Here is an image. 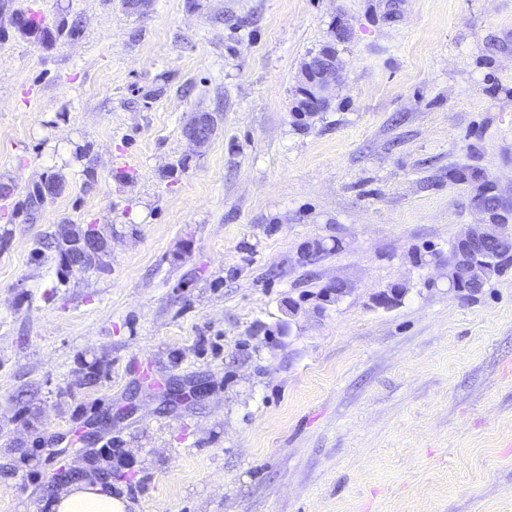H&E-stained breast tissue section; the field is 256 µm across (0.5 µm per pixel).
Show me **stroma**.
I'll list each match as a JSON object with an SVG mask.
<instances>
[{
	"mask_svg": "<svg viewBox=\"0 0 512 512\" xmlns=\"http://www.w3.org/2000/svg\"><path fill=\"white\" fill-rule=\"evenodd\" d=\"M462 166L512 202V0H0V512L106 413L137 512H512V267L448 291ZM61 224L107 269L61 276ZM322 55V50L312 56L314 60L322 55L323 63L318 67H307L301 70L299 99L304 101L307 111L319 110L330 96L332 83L336 78L338 61L334 47ZM89 225L75 235L70 224L58 226L55 242L61 248L62 254L69 260L73 269H83L86 258L107 256L110 252L107 239L99 238Z\"/></svg>",
	"mask_w": 512,
	"mask_h": 512,
	"instance_id": "1",
	"label": "stroma"
}]
</instances>
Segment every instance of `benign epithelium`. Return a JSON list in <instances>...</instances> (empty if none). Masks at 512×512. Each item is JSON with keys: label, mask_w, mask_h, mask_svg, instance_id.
<instances>
[{"label": "benign epithelium", "mask_w": 512, "mask_h": 512, "mask_svg": "<svg viewBox=\"0 0 512 512\" xmlns=\"http://www.w3.org/2000/svg\"><path fill=\"white\" fill-rule=\"evenodd\" d=\"M322 58L323 63L320 66L301 70L299 96L308 111H317L328 101L332 83L336 78V51L332 49L322 55ZM186 135L199 145L208 142L211 137L208 118L197 117L186 128ZM476 209L487 220L469 225L457 238L448 258V289L458 296L467 294L468 284L479 275L480 267L505 255L512 256V220L502 212L496 216L479 205ZM55 242L75 270L83 268L87 258L109 254L108 240L98 237L87 226L76 235L71 225H60ZM405 294L406 288L395 284L376 295L374 302L377 306L388 309L400 302Z\"/></svg>", "instance_id": "7a95c632"}]
</instances>
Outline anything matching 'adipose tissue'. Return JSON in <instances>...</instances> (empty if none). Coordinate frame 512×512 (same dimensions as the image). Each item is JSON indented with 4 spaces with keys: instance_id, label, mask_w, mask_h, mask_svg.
I'll return each mask as SVG.
<instances>
[{
    "instance_id": "adipose-tissue-1",
    "label": "adipose tissue",
    "mask_w": 512,
    "mask_h": 512,
    "mask_svg": "<svg viewBox=\"0 0 512 512\" xmlns=\"http://www.w3.org/2000/svg\"><path fill=\"white\" fill-rule=\"evenodd\" d=\"M133 507L127 494L91 479L68 484L51 501L52 512H132Z\"/></svg>"
}]
</instances>
